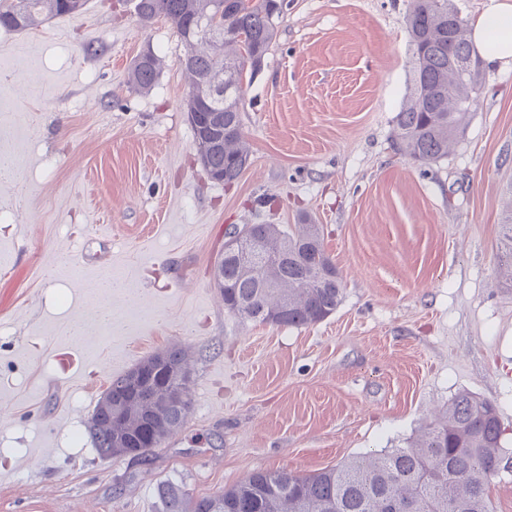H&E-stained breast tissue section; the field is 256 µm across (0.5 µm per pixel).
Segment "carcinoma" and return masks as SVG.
Segmentation results:
<instances>
[{"mask_svg": "<svg viewBox=\"0 0 512 512\" xmlns=\"http://www.w3.org/2000/svg\"><path fill=\"white\" fill-rule=\"evenodd\" d=\"M86 0H0V27L33 29L49 19L84 8ZM145 21L165 19L184 48L190 84H208L224 74V94L208 93L200 111L210 117L219 143L206 153L205 171L237 180L250 160L240 105L244 81L256 69L246 63L264 57L277 36L281 0H224V15L210 0H138ZM449 0H411L406 30L411 58L410 86L395 118L398 150L418 164L448 157L465 132L472 108L484 92L483 70L448 65V56L466 59L473 49L460 14L448 18ZM162 59L148 52L135 59L128 80L148 93L156 85ZM241 235L239 254L221 258L224 311L242 320L282 327L318 323L342 301V282L326 253L320 225L308 217L293 226L244 224L227 233ZM186 348L169 346L137 363L170 372L186 368ZM191 383L169 377L121 402L122 415L109 420L95 405L86 429L101 456L123 457L127 449L146 461L175 434L191 413ZM502 429L496 406L469 392L458 393L436 418L403 444L349 459L317 473L260 470L223 491L190 497L174 485L159 488L164 512H490L487 487L500 470Z\"/></svg>", "mask_w": 512, "mask_h": 512, "instance_id": "obj_1", "label": "carcinoma"}]
</instances>
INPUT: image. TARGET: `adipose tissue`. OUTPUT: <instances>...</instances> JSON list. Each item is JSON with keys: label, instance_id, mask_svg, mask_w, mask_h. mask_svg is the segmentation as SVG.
I'll list each match as a JSON object with an SVG mask.
<instances>
[{"label": "adipose tissue", "instance_id": "1", "mask_svg": "<svg viewBox=\"0 0 512 512\" xmlns=\"http://www.w3.org/2000/svg\"><path fill=\"white\" fill-rule=\"evenodd\" d=\"M472 40L486 63H512V0H493L477 20Z\"/></svg>", "mask_w": 512, "mask_h": 512}]
</instances>
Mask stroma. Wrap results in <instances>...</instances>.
Masks as SVG:
<instances>
[{"label": "stroma", "mask_w": 512, "mask_h": 512, "mask_svg": "<svg viewBox=\"0 0 512 512\" xmlns=\"http://www.w3.org/2000/svg\"><path fill=\"white\" fill-rule=\"evenodd\" d=\"M408 0H288L244 89L251 164L212 181L183 108V47L134 0H88L24 32L0 28V512H163L257 470L316 473L400 445L467 391L493 402L502 463L493 512H512V65L447 159L393 145L410 80ZM151 93L128 81L142 52ZM321 224L341 277L308 327L243 322L212 284L226 231ZM126 293L99 298L97 284ZM109 307L123 326L99 328ZM86 328L76 364L58 354ZM179 344L193 409L149 461L103 458L84 434L110 380ZM81 433L73 442L72 433ZM138 57L129 69L128 80L140 92L149 93L156 85L163 61L152 52Z\"/></svg>", "instance_id": "1"}]
</instances>
